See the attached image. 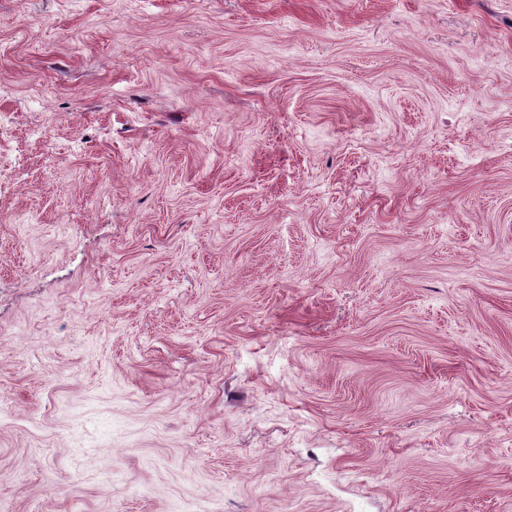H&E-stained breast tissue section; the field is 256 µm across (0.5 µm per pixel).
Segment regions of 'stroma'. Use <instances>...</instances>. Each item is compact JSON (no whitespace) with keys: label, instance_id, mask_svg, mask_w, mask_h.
I'll use <instances>...</instances> for the list:
<instances>
[{"label":"stroma","instance_id":"35a3bbf8","mask_svg":"<svg viewBox=\"0 0 512 512\" xmlns=\"http://www.w3.org/2000/svg\"><path fill=\"white\" fill-rule=\"evenodd\" d=\"M0 512H512V0H0Z\"/></svg>","mask_w":512,"mask_h":512}]
</instances>
